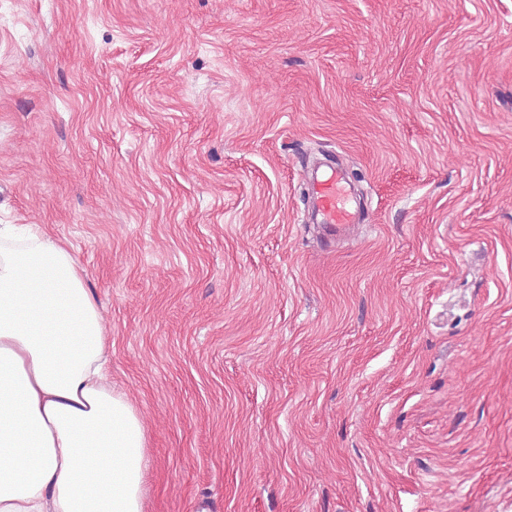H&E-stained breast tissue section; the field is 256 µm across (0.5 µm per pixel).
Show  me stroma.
Wrapping results in <instances>:
<instances>
[{"label":"stroma","instance_id":"obj_1","mask_svg":"<svg viewBox=\"0 0 512 512\" xmlns=\"http://www.w3.org/2000/svg\"><path fill=\"white\" fill-rule=\"evenodd\" d=\"M0 222L69 243L145 512H512V0H0ZM342 179L343 174L332 169L320 179L317 178L313 185L321 224L329 236L337 237L351 224H357L356 212L350 204Z\"/></svg>","mask_w":512,"mask_h":512}]
</instances>
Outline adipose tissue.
<instances>
[{"instance_id": "ef3b65f1", "label": "adipose tissue", "mask_w": 512, "mask_h": 512, "mask_svg": "<svg viewBox=\"0 0 512 512\" xmlns=\"http://www.w3.org/2000/svg\"><path fill=\"white\" fill-rule=\"evenodd\" d=\"M67 245L0 225V512H144L147 438Z\"/></svg>"}]
</instances>
